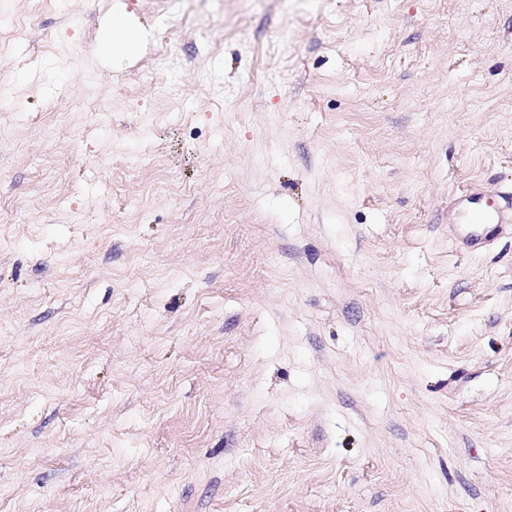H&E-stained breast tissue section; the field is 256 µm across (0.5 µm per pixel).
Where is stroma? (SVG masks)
I'll return each instance as SVG.
<instances>
[{
	"instance_id": "35a3bbf8",
	"label": "stroma",
	"mask_w": 512,
	"mask_h": 512,
	"mask_svg": "<svg viewBox=\"0 0 512 512\" xmlns=\"http://www.w3.org/2000/svg\"><path fill=\"white\" fill-rule=\"evenodd\" d=\"M10 8L0 512H512V0ZM111 27V38L104 44V49L113 55L134 54L143 40V31L124 14H113ZM461 204L462 206L458 212L459 216L470 220V216L474 213L482 215L481 221L476 222L477 227L468 231L462 239V243L466 247L474 249L481 244L484 238L486 232L483 229L484 224H502L501 216L496 210L490 209L477 193L470 195Z\"/></svg>"
}]
</instances>
